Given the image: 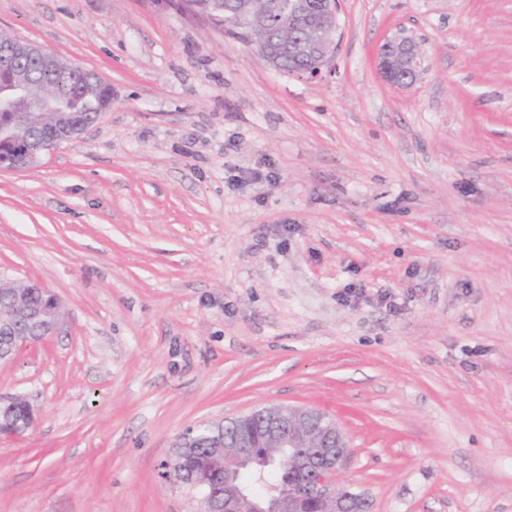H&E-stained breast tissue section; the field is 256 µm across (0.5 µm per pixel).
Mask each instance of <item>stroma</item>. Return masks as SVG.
I'll return each instance as SVG.
<instances>
[{
  "instance_id": "stroma-1",
  "label": "stroma",
  "mask_w": 512,
  "mask_h": 512,
  "mask_svg": "<svg viewBox=\"0 0 512 512\" xmlns=\"http://www.w3.org/2000/svg\"><path fill=\"white\" fill-rule=\"evenodd\" d=\"M178 0H0L112 105L0 169V271L64 331L0 365V512H200L187 429L315 408L369 512H512V0H341L332 71ZM407 37L416 82L378 70ZM379 55L380 73L385 81L401 88L414 83L422 63L416 42L406 37L388 40L381 46ZM399 69L407 74V81L398 80ZM22 403L25 407V411L27 414V423L28 426L26 428H17L15 426L7 427V426H0V435H8V436H16L19 434H22L27 429H29L33 422H34V408L33 406L23 397L20 396H13L8 398H3L0 396V406H8L13 407L17 404ZM7 419L12 425L16 426H24V423L26 421V416L24 413V409L22 406H16L13 411H10L7 414Z\"/></svg>"
}]
</instances>
